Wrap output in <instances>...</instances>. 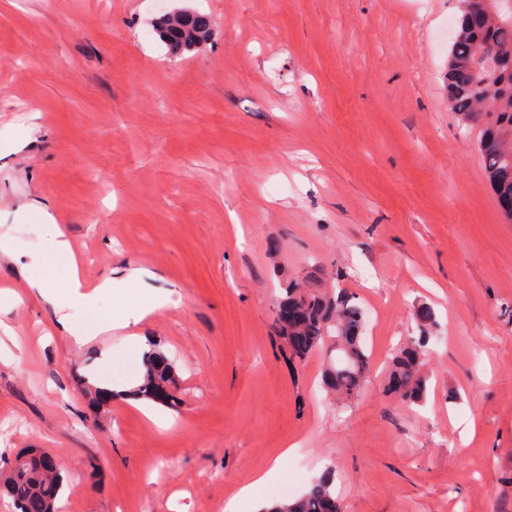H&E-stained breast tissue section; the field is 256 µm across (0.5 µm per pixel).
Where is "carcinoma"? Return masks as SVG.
I'll return each instance as SVG.
<instances>
[{
    "label": "carcinoma",
    "instance_id": "cac0c4a2",
    "mask_svg": "<svg viewBox=\"0 0 512 512\" xmlns=\"http://www.w3.org/2000/svg\"><path fill=\"white\" fill-rule=\"evenodd\" d=\"M211 19L192 12L174 19L163 15L155 30L166 49L182 43H205ZM498 61L492 83L477 69V55ZM448 107L459 122L477 131L476 147L497 199L512 198V0H461L460 16L448 52ZM322 270L307 273V286L289 282L278 305L296 311L289 326L276 322L280 338L292 354L304 360L313 354L327 359V388L345 398L357 393L367 381L371 355L362 338L364 314L341 290L336 294L317 291ZM145 375L139 393L154 400L164 385L172 382L174 366L160 352L144 360ZM396 386L400 400L419 404L427 394L420 347L407 344L396 352L387 386ZM39 450L18 453L0 471V487L13 499L18 512H56L63 489L60 469L44 471L38 466ZM273 512H336V495L330 472L317 478L308 492L278 506Z\"/></svg>",
    "mask_w": 512,
    "mask_h": 512
}]
</instances>
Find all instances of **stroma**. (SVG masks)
Here are the masks:
<instances>
[{
	"mask_svg": "<svg viewBox=\"0 0 512 512\" xmlns=\"http://www.w3.org/2000/svg\"><path fill=\"white\" fill-rule=\"evenodd\" d=\"M183 8L213 31L174 57L152 24ZM458 13L0 0V129L42 115L25 147L0 139V457L56 453L61 512H224L264 471L256 496L285 502L326 467L344 512H512V223L448 109ZM74 261L87 287L166 298L134 331L174 362L176 406L87 395L141 385L143 362L124 332L79 346L56 322L95 326L112 297L24 292L31 266L57 289ZM315 265L364 311L372 364L349 401L274 332L282 284ZM418 338L428 391L406 405L387 369ZM271 477L270 472H264L257 474L255 480L246 485L240 486L233 496L228 499V502L225 506V511L229 510L228 512H238V505L242 501L251 500V496L254 494L255 487L265 483L269 478Z\"/></svg>",
	"mask_w": 512,
	"mask_h": 512,
	"instance_id": "35a3bbf8",
	"label": "stroma"
}]
</instances>
